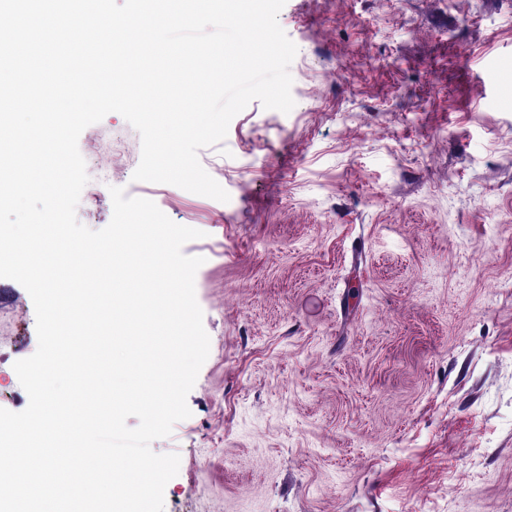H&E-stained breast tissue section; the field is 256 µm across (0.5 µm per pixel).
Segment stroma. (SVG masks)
<instances>
[{
  "mask_svg": "<svg viewBox=\"0 0 512 512\" xmlns=\"http://www.w3.org/2000/svg\"><path fill=\"white\" fill-rule=\"evenodd\" d=\"M290 113L250 103L200 150L228 202L133 181L139 133L79 138L110 187L203 231L183 252L209 357L164 512H512V0H286ZM38 346L0 278V408Z\"/></svg>",
  "mask_w": 512,
  "mask_h": 512,
  "instance_id": "1",
  "label": "stroma"
}]
</instances>
